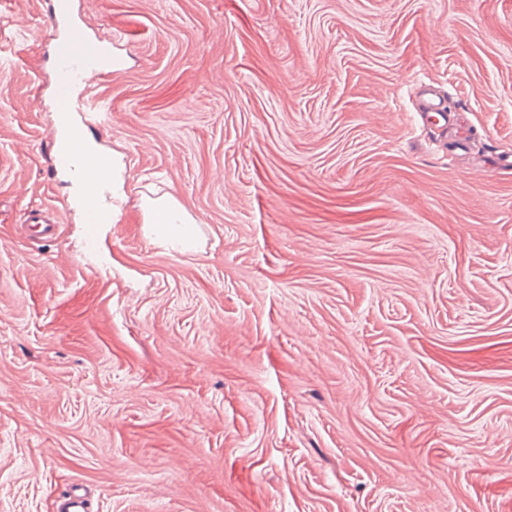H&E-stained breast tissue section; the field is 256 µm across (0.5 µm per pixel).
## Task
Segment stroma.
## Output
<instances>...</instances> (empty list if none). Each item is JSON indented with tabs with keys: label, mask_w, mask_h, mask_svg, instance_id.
I'll list each match as a JSON object with an SVG mask.
<instances>
[{
	"label": "stroma",
	"mask_w": 512,
	"mask_h": 512,
	"mask_svg": "<svg viewBox=\"0 0 512 512\" xmlns=\"http://www.w3.org/2000/svg\"><path fill=\"white\" fill-rule=\"evenodd\" d=\"M74 5L125 171L88 252L0 0V512H512V0ZM146 224H155L162 236L181 250L194 249L196 243L195 222L186 209L175 199L160 197L144 200Z\"/></svg>",
	"instance_id": "35a3bbf8"
}]
</instances>
